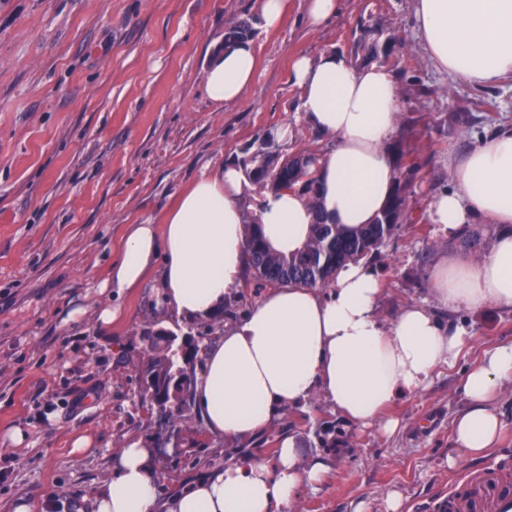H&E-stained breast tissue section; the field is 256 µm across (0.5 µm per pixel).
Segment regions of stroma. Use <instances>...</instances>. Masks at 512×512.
Masks as SVG:
<instances>
[{
    "label": "stroma",
    "instance_id": "obj_1",
    "mask_svg": "<svg viewBox=\"0 0 512 512\" xmlns=\"http://www.w3.org/2000/svg\"><path fill=\"white\" fill-rule=\"evenodd\" d=\"M305 0H287L282 25L257 26L250 40L257 67L242 98L214 104L204 74L224 27L254 15L258 0H0V436L22 429L23 444L0 443V512H93L114 448L131 436L155 448L161 481L192 477L223 461L224 443L200 434V447H162L195 410L178 420L140 402L137 365L144 327L196 336L202 322H181L155 297L158 273L142 287L108 296L101 284L129 224L158 220L205 168L250 156L272 129L294 130L286 153L322 151L331 138L301 118L290 79L294 56L327 49L353 58L361 34L377 29L402 49L387 67L404 93L397 136L419 159V208L449 187L450 158L512 125V75L475 88L450 82L427 60L415 29L413 0H343L321 29L304 20ZM426 88L414 95L411 84ZM463 255L438 225L404 224L373 266L381 284L377 313L391 322L404 306L427 299L439 253ZM119 306L111 325L96 309ZM469 344L453 365L388 410L398 431L345 420L321 398L286 411L264 444L273 455L282 428L304 435L329 471L305 490L299 512H386L398 493L401 512H447L454 487L471 471L512 460V381L496 402L505 430L496 448L446 465L450 431L466 407L465 370L485 350L512 343V311L489 306L464 316ZM53 418H46V411ZM90 448L74 454L72 443Z\"/></svg>",
    "mask_w": 512,
    "mask_h": 512
}]
</instances>
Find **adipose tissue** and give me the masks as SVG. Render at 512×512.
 <instances>
[{"instance_id":"ef3b65f1","label":"adipose tissue","mask_w":512,"mask_h":512,"mask_svg":"<svg viewBox=\"0 0 512 512\" xmlns=\"http://www.w3.org/2000/svg\"><path fill=\"white\" fill-rule=\"evenodd\" d=\"M414 18L428 59L452 80L482 87L512 73V0H414ZM254 73L248 45L219 49L206 70L207 94L218 105L236 103ZM291 78L301 91L303 117L334 142L315 167L318 209L296 189L265 194L255 209L269 248L286 257L307 244L315 211L349 229L373 222L397 177L390 146L402 110L389 70L353 65L331 50L296 57ZM448 169L452 188L430 201V222L447 235L481 219L500 230L480 257L439 256L429 277L434 306L511 309L512 127L480 140ZM250 191L236 164L200 172L159 223L126 226L106 287H139L157 268L163 308L187 320L216 318L246 268ZM377 295L372 268L350 262L328 292L271 288L245 315L225 323L194 387L195 410L209 434L227 442L259 435L284 409L316 393L349 422L394 433L399 423L386 418V408L424 387L438 365L455 361L468 331L419 303L383 326ZM505 380H512V344L487 350L467 369L461 385L467 406L451 430L461 456H479L500 436L503 423L493 403ZM153 462L144 440L115 449L96 512H296L301 490L327 471L323 459L306 454L298 433L283 435L273 457L248 455L184 485L164 486Z\"/></svg>"}]
</instances>
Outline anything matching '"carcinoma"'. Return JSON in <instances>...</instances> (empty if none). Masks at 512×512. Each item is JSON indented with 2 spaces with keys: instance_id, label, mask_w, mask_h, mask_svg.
I'll return each mask as SVG.
<instances>
[{
  "instance_id": "carcinoma-1",
  "label": "carcinoma",
  "mask_w": 512,
  "mask_h": 512,
  "mask_svg": "<svg viewBox=\"0 0 512 512\" xmlns=\"http://www.w3.org/2000/svg\"><path fill=\"white\" fill-rule=\"evenodd\" d=\"M253 36L252 23L238 18L224 30V43H246ZM401 42L395 36L384 41L361 40L357 43L355 57L360 63L375 59L389 60L398 52ZM396 157L397 183L385 209L372 224L355 229H344L337 224L327 223L318 211L317 185L312 166L317 153L300 151L288 154L277 145H265L249 157L241 160L248 179L262 190L279 191L297 187L307 195L316 210V222L312 235L302 251L289 258L271 252L257 234L258 222L252 218L245 224V254L251 276L243 283L245 289L273 287H321L327 288L336 277L337 271L349 262L369 260L379 248L391 238L396 230L410 220V200L414 194V181L419 166L405 162L411 149L403 142L393 146ZM495 234L489 224L466 227L459 245L467 251H484L489 239ZM148 344L150 358L140 370L157 380H165L171 373L182 371L187 374L188 392L175 399L171 391L154 394L152 401L160 410L182 413L193 398L196 372L193 362L205 352L207 345L198 341L175 345L178 336L165 329L155 331L149 327L141 331Z\"/></svg>"
}]
</instances>
